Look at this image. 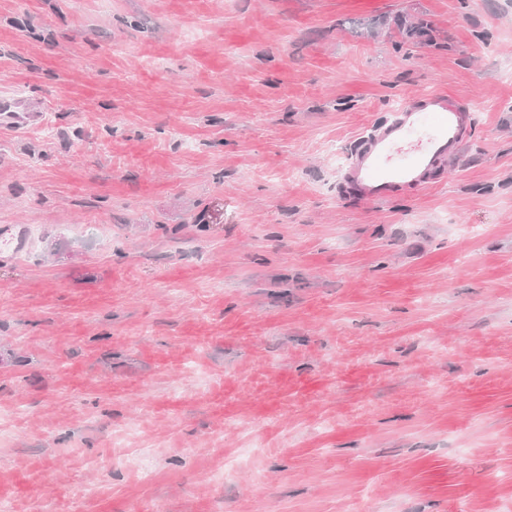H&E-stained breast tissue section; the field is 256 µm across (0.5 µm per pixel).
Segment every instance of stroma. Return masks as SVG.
I'll use <instances>...</instances> for the list:
<instances>
[{
    "label": "stroma",
    "instance_id": "stroma-1",
    "mask_svg": "<svg viewBox=\"0 0 512 512\" xmlns=\"http://www.w3.org/2000/svg\"><path fill=\"white\" fill-rule=\"evenodd\" d=\"M2 103L9 512H512V0H0ZM471 112L443 91L407 100L391 120L361 138L342 173L343 182L374 203L429 186L437 169L461 156Z\"/></svg>",
    "mask_w": 512,
    "mask_h": 512
}]
</instances>
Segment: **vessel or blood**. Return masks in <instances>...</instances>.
<instances>
[{"label": "vessel or blood", "mask_w": 512, "mask_h": 512, "mask_svg": "<svg viewBox=\"0 0 512 512\" xmlns=\"http://www.w3.org/2000/svg\"><path fill=\"white\" fill-rule=\"evenodd\" d=\"M472 121L470 107L446 92L417 95L361 138L342 180L374 203L423 189L437 169L461 156Z\"/></svg>", "instance_id": "b4317fda"}]
</instances>
